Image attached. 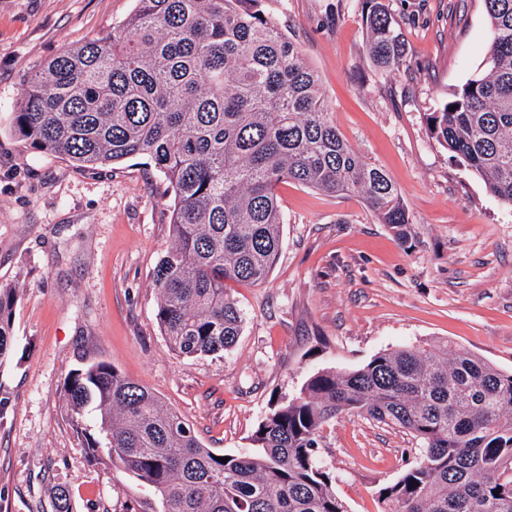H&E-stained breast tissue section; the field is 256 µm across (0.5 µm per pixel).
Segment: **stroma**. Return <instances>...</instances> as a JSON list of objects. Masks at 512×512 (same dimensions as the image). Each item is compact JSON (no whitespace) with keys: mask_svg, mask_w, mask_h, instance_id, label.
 I'll use <instances>...</instances> for the list:
<instances>
[{"mask_svg":"<svg viewBox=\"0 0 512 512\" xmlns=\"http://www.w3.org/2000/svg\"><path fill=\"white\" fill-rule=\"evenodd\" d=\"M406 64L365 51V0H264L302 46L331 118L400 189L408 241L356 194L280 185L279 258L265 283L229 288L242 314L220 356L173 353L156 320L152 273L172 244V195L150 158L100 171L30 148L13 112L31 71L111 33L135 0H0V283L22 295L0 366V512H128L131 479L106 474L64 417V381L104 361L143 384L217 452L250 448L275 402L310 375L442 339L512 371V209L432 138L426 115L470 78L487 43L481 0H388ZM317 459L348 512H380V487L416 460L409 436L356 414L326 424Z\"/></svg>","mask_w":512,"mask_h":512,"instance_id":"35a3bbf8","label":"stroma"}]
</instances>
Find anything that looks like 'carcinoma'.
I'll return each instance as SVG.
<instances>
[{"instance_id":"cac0c4a2","label":"carcinoma","mask_w":512,"mask_h":512,"mask_svg":"<svg viewBox=\"0 0 512 512\" xmlns=\"http://www.w3.org/2000/svg\"><path fill=\"white\" fill-rule=\"evenodd\" d=\"M262 2L136 0L111 34L34 71L13 112L15 133L40 152L92 171L146 156L164 175L172 245L152 275L156 319L185 357L221 354L240 336L227 283L260 284L276 263L279 184L357 193L404 242L413 224L388 174L330 120L318 73ZM366 3V51L396 72L405 56L388 5ZM482 3L487 51L426 121L512 208V0ZM18 299L16 286L0 283V363L12 353ZM64 393L81 447L150 488L160 512H347L316 457L324 425L343 413L401 429L421 455L378 490L383 512H512V372L446 340L316 372L226 462L110 363L72 370ZM90 412L95 433L82 427Z\"/></svg>"}]
</instances>
